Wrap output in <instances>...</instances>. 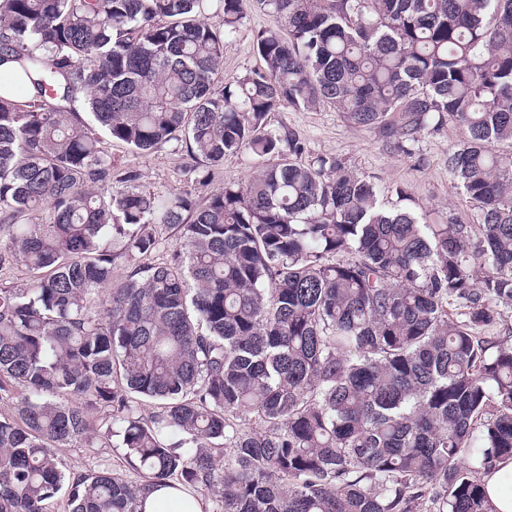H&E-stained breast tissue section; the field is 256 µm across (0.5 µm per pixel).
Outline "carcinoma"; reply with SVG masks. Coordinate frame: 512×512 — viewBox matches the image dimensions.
Wrapping results in <instances>:
<instances>
[{"label": "carcinoma", "instance_id": "1", "mask_svg": "<svg viewBox=\"0 0 512 512\" xmlns=\"http://www.w3.org/2000/svg\"><path fill=\"white\" fill-rule=\"evenodd\" d=\"M262 66L223 79L249 6ZM208 16L219 23L205 21ZM0 512H139L174 481L211 512H489L512 458V0H0ZM84 90L86 96L77 97ZM88 110L136 152L245 183L164 195L113 173ZM334 107L412 156L448 122L463 224L267 119ZM180 248L150 255L156 228ZM154 403L145 418L137 400ZM103 412L101 426L94 415ZM121 437L142 481L68 477L55 449ZM210 185L208 188L223 187L224 184L244 183L254 171V161L247 154L225 159L224 163L209 167ZM157 235L162 240V247L160 251L154 252L148 257H137L136 262L158 263L165 258L170 250L176 247L177 243H179V233L177 229L161 226L157 228ZM490 512H512V458L497 462L483 476Z\"/></svg>", "mask_w": 512, "mask_h": 512}]
</instances>
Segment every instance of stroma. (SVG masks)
<instances>
[{"mask_svg":"<svg viewBox=\"0 0 512 512\" xmlns=\"http://www.w3.org/2000/svg\"><path fill=\"white\" fill-rule=\"evenodd\" d=\"M274 19L257 8H248L237 34L224 44V75L232 77L259 68L261 62L253 51V36L272 26ZM270 126L295 129L310 155L343 158L360 175L377 183L389 204H397L396 187L407 188L409 203L416 213L440 212L465 224L478 221V211L463 195L448 173V151L460 139L454 124L424 134L415 147L414 157L389 153L378 132L350 124L343 113L329 107L317 109L286 108L271 113ZM103 147L117 167L139 171L142 185L156 192H179L191 189L184 170L191 159L182 149L169 144L148 152L133 153L124 145L104 139ZM62 467L68 473L113 471L136 484L139 474L125 461L120 448L104 446L96 437L74 447L59 449Z\"/></svg>","mask_w":512,"mask_h":512,"instance_id":"35a3bbf8","label":"stroma"}]
</instances>
